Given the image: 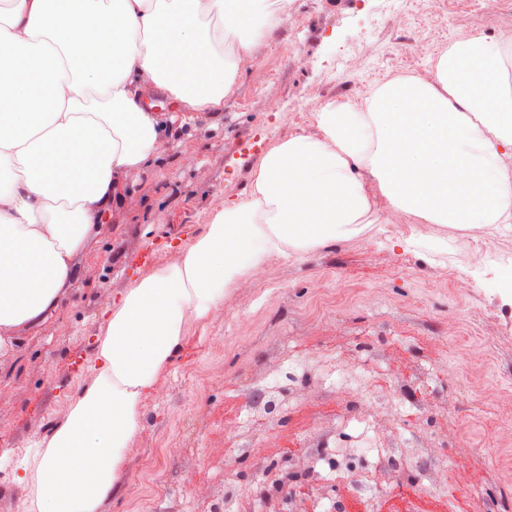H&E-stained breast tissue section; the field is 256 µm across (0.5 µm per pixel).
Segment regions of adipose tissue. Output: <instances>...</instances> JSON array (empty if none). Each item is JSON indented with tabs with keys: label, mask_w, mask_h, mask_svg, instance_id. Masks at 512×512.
Here are the masks:
<instances>
[{
	"label": "adipose tissue",
	"mask_w": 512,
	"mask_h": 512,
	"mask_svg": "<svg viewBox=\"0 0 512 512\" xmlns=\"http://www.w3.org/2000/svg\"><path fill=\"white\" fill-rule=\"evenodd\" d=\"M288 0H7L0 10V356L66 298L73 260L125 177L160 159L174 123L220 112L252 30ZM169 96L168 120L152 110ZM365 108L321 107L320 136L273 145L238 202L166 265L126 288L99 338L92 383L59 412L30 512H98L122 488L146 400L188 323L271 256L303 257L387 223L476 235L512 222V37L452 45L431 80L369 88Z\"/></svg>",
	"instance_id": "1"
}]
</instances>
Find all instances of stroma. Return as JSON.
<instances>
[{
	"mask_svg": "<svg viewBox=\"0 0 512 512\" xmlns=\"http://www.w3.org/2000/svg\"><path fill=\"white\" fill-rule=\"evenodd\" d=\"M478 34L512 36V0H290L223 112L195 113L166 155L128 176L132 202L113 206L77 254L66 299L0 356V512H25L39 442L93 380L104 298L178 260L211 222L213 196L248 197L272 145L319 135L320 106L362 103L380 81L431 78L448 46ZM410 232L376 224L301 259L272 257L225 297L223 317L190 323L146 401L123 488L99 512H214L227 468L257 470L277 449L329 436L380 448L415 473L417 490L386 493L395 512H456L465 499L502 512L512 495V302L472 275L512 264V223L480 234V255L453 229L447 253L407 252L399 241ZM298 362L312 379L289 383L284 421L253 409L241 374L274 379ZM349 399L378 408L365 438L341 419Z\"/></svg>",
	"mask_w": 512,
	"mask_h": 512,
	"instance_id": "1",
	"label": "stroma"
}]
</instances>
